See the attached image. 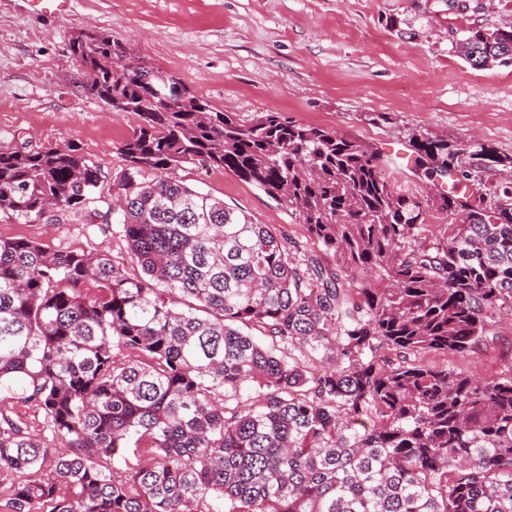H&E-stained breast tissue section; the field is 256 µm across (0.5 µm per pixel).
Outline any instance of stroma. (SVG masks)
I'll list each match as a JSON object with an SVG mask.
<instances>
[{"instance_id":"1","label":"stroma","mask_w":512,"mask_h":512,"mask_svg":"<svg viewBox=\"0 0 512 512\" xmlns=\"http://www.w3.org/2000/svg\"><path fill=\"white\" fill-rule=\"evenodd\" d=\"M512 21V0H71L61 14L28 0H0V151L67 140L107 179L124 162L119 144L139 122L84 87L71 53L82 31L112 34L134 58L175 73L183 84L244 123L278 111L298 123L393 156L395 188L417 196L447 191L433 162L416 165L412 135L451 144L477 139L512 154V68H475L456 48L465 30ZM186 182L284 229L299 253L336 266L333 253L293 221L287 206L213 168L186 166ZM24 237L52 250H108L128 274L120 225L86 228L75 210L55 225L0 217V238ZM466 373L512 376V317L496 313L484 344L449 356Z\"/></svg>"}]
</instances>
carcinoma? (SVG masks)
<instances>
[{"instance_id":"carcinoma-1","label":"carcinoma","mask_w":512,"mask_h":512,"mask_svg":"<svg viewBox=\"0 0 512 512\" xmlns=\"http://www.w3.org/2000/svg\"><path fill=\"white\" fill-rule=\"evenodd\" d=\"M459 49L512 66V23ZM71 51L92 95L140 118L124 168L109 183L71 142L0 152V215L115 222L141 274L104 249L0 239L5 512H512V377L414 359L471 351L512 312V155L414 135L453 187L420 198L334 130L242 123L188 91L167 103L110 34ZM465 152L484 166L474 189L454 177ZM187 165L285 201L338 271L185 184ZM434 212L448 237L430 247ZM246 386L252 404H227Z\"/></svg>"}]
</instances>
